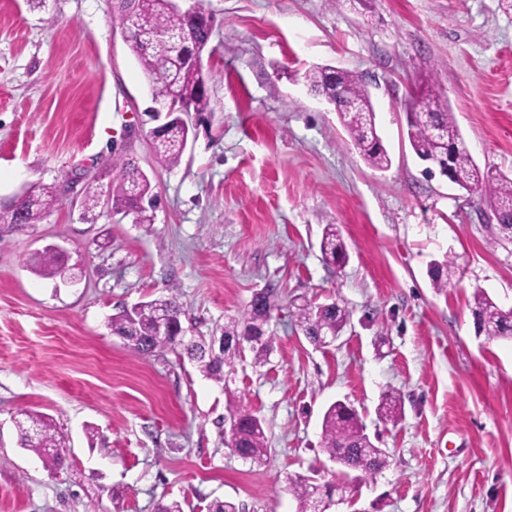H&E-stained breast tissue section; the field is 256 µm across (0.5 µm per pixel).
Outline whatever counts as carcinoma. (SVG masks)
I'll return each instance as SVG.
<instances>
[{
    "label": "carcinoma",
    "instance_id": "1",
    "mask_svg": "<svg viewBox=\"0 0 512 512\" xmlns=\"http://www.w3.org/2000/svg\"><path fill=\"white\" fill-rule=\"evenodd\" d=\"M132 8L126 16L130 30L129 43L132 52L144 71L151 78L153 96L164 97L170 93L179 101L201 114L211 111L202 70L176 62L180 49L192 41L203 38L210 24L202 15L193 20L170 10L168 0H135L129 4L119 0L118 10ZM308 86L331 100L341 104L339 114L355 146L367 163L374 169L386 170L391 159L377 133L375 111L367 89L366 79L351 71L333 74L329 66H316L303 74ZM424 111V121L407 126V135L415 154L422 159L444 160L448 163L453 182L460 188L481 193L493 204L499 227L512 232V178L481 169L465 147L454 113L448 100L428 87L409 96L404 108ZM188 129L180 124L169 128L157 141V163L168 168L177 166L183 155V142ZM30 195L18 206L0 203V227L11 228L39 223L59 201L60 186L33 184ZM108 194L112 212L123 216L133 215L138 224H150L158 195L150 179L142 177L133 163L123 165L110 182L108 189L89 182L86 184L81 205L91 212L99 206L103 194ZM321 250L326 259L342 265L347 250L336 227L324 228ZM34 270L45 278H52L62 262V256L50 249L35 253L31 259ZM452 273L448 259L438 263L430 271L432 287H447ZM273 291L265 290L256 295V302L242 319L230 320L218 326L212 334L232 338L256 327L270 325L278 305L272 300ZM475 316L481 318L480 330L490 339L512 338V316L503 314L497 304L484 292L474 294ZM182 303L178 289L170 287L166 294L149 301L139 302L131 308H122L110 321L112 334L123 341L132 340L131 350L139 356L149 357L170 350L192 361L199 372L216 384H224V368H232L241 351L234 348L214 351L210 339L197 336L186 341L179 336L183 327ZM296 322L311 343L318 344V334L324 326L341 329L349 314L337 303L321 305L307 301L292 312ZM380 414L396 421L401 416V405L392 393L384 394L379 407ZM230 423L227 443L242 459L258 466L265 462L268 445L262 421L256 415L240 409L235 404L227 406ZM18 443L42 457L52 467L59 465L64 456L65 441L47 418L22 411V418L15 423ZM322 449L329 458H341L345 471L364 467L373 474L388 465L387 453L374 445L367 434L356 410L342 401L330 405L323 416ZM288 490L304 505L322 495L319 486L308 479L298 478L289 483Z\"/></svg>",
    "mask_w": 512,
    "mask_h": 512
}]
</instances>
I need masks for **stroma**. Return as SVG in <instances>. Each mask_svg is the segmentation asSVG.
I'll return each instance as SVG.
<instances>
[{
    "label": "stroma",
    "mask_w": 512,
    "mask_h": 512,
    "mask_svg": "<svg viewBox=\"0 0 512 512\" xmlns=\"http://www.w3.org/2000/svg\"><path fill=\"white\" fill-rule=\"evenodd\" d=\"M211 110L181 162L157 164L151 84L115 0H0V196L76 177L108 184L131 162L160 197L153 223L61 197L41 223L0 231V512H298L297 476L333 480L325 409L359 414L389 464L332 512H512V341L476 331L473 295L512 308V237L488 200L427 177L404 103L435 86L476 164L512 177V10L501 0H197ZM365 76L392 163L370 167L303 73ZM349 261L327 262L325 225ZM72 278L36 274L48 244ZM454 263L442 290L430 265ZM177 287L184 324L209 334L275 289L265 366L244 353L224 385L165 351L131 352L109 320ZM334 301L340 338L317 347L287 310ZM403 408L380 416L384 393ZM236 403L264 422L256 467L227 447ZM53 420L66 460L19 447L14 417Z\"/></svg>",
    "instance_id": "obj_1"
}]
</instances>
